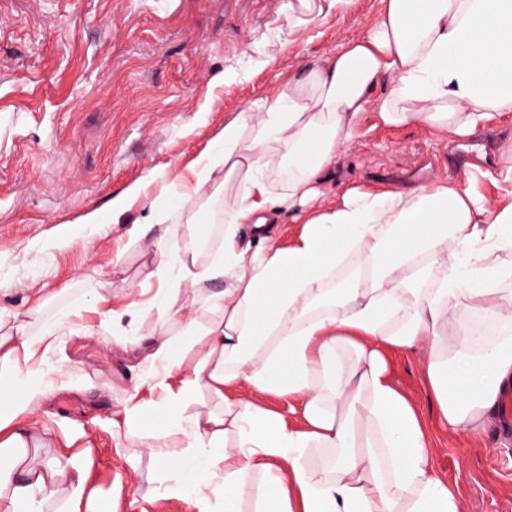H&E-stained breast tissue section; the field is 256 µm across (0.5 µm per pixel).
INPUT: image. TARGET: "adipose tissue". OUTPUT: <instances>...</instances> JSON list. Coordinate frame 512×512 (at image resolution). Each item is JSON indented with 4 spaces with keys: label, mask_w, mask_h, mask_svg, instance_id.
<instances>
[{
    "label": "adipose tissue",
    "mask_w": 512,
    "mask_h": 512,
    "mask_svg": "<svg viewBox=\"0 0 512 512\" xmlns=\"http://www.w3.org/2000/svg\"><path fill=\"white\" fill-rule=\"evenodd\" d=\"M368 112L448 137L511 115L512 0H382L365 34L225 122L179 172L177 216L151 199L147 180L112 202L113 223L147 198L165 224L145 276L162 281L155 303L178 324L154 333L157 401L132 404L124 422L139 423L142 447L163 466L191 459L197 486L218 483L219 504L200 496V512H240L250 470L267 489L259 512H460L389 355L425 349L438 420L476 441L512 399V336L475 350L453 323L468 309L512 323V294L499 287L512 275L501 261L512 255V139L485 172L502 186L497 205L436 182L328 201L322 187ZM205 197L224 201L220 228L203 219ZM298 206L301 230L281 246L274 226ZM198 288L203 322L183 315V291ZM59 328L0 329V512H47L63 478L65 512H112L86 493L84 463L28 457L43 439L24 420L51 388L42 361ZM200 346L205 355L191 358ZM242 382L302 411L306 429L226 399ZM202 388L223 399V413L195 410ZM312 448L335 449L330 471L309 465Z\"/></svg>",
    "instance_id": "ef3b65f1"
}]
</instances>
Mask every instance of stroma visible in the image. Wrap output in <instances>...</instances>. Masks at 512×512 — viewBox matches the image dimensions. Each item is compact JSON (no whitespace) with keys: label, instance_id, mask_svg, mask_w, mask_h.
Here are the masks:
<instances>
[{"label":"stroma","instance_id":"1","mask_svg":"<svg viewBox=\"0 0 512 512\" xmlns=\"http://www.w3.org/2000/svg\"><path fill=\"white\" fill-rule=\"evenodd\" d=\"M381 0H0V319L36 333L62 328L44 369L54 381L27 417L46 435L42 456H90L86 489L112 512H199L198 498L166 495L169 482L137 427L130 400L149 404L150 333L165 314L144 281L163 225L124 247L112 200L149 178L177 193L176 176L276 82L363 35ZM420 127L383 128L367 116L328 194L409 190L459 180L460 148ZM99 211L98 224L83 216ZM75 242L48 243L60 230ZM124 249L120 273L99 279ZM133 308L136 323H111ZM426 350L394 355L397 388L433 436L435 466L462 512H512V408L485 447L438 423Z\"/></svg>","mask_w":512,"mask_h":512}]
</instances>
